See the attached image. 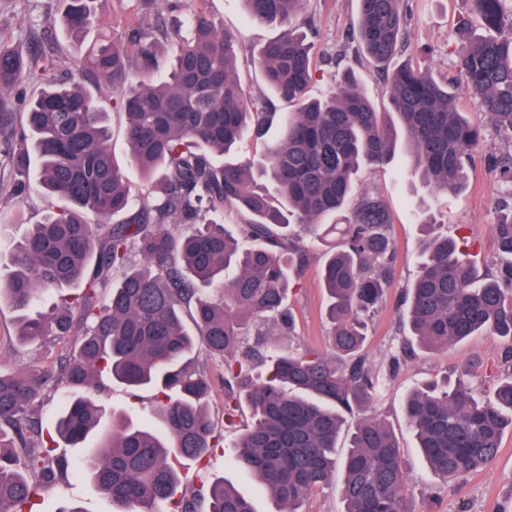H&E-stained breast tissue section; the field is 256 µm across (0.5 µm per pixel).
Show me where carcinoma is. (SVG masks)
I'll return each mask as SVG.
<instances>
[{"mask_svg":"<svg viewBox=\"0 0 512 512\" xmlns=\"http://www.w3.org/2000/svg\"><path fill=\"white\" fill-rule=\"evenodd\" d=\"M57 19L74 37L96 28L98 0H64ZM307 0H243L251 20L288 30L259 50L266 85L297 103L281 121V138L266 149L264 175L280 197L269 200L246 161H219L250 130L262 133L274 113L262 99L245 101L230 33L201 11L190 36L163 24V10L179 0H141L145 18L123 37L105 35L84 57V70L112 81L114 106L126 117L129 167L154 183L152 199L132 196L128 171L112 156L108 112L84 87L83 74L49 72L47 53H23L0 43V162L14 172L11 193L30 181L61 202L30 224L0 261V303L17 313V339L59 343L81 337L57 367L0 369V512H26L46 484L72 474L86 479L112 512H256L250 499L222 479L181 489L168 449L201 461L223 443L207 416L209 379L190 361L196 339L226 359L224 427L248 408L252 422L234 443L231 464L253 474L277 512H305V504L336 472L344 414L363 410L384 377L361 349L365 317L390 287L391 217L382 201L365 197L352 222L330 224L341 243L322 253L321 278L333 322L334 355L307 348L279 350L258 324L271 318L291 334L286 304L311 250L298 233L336 216L351 200L363 164L384 167L398 137L435 193L466 182V162L483 143V129L459 109L458 91L411 63L387 71L389 125L352 75L318 98L306 96L315 52L291 26ZM485 35L471 37V20L457 22L469 41L459 82L476 95L489 122L512 140V0H469ZM355 33L347 41L387 67L407 35L406 0H358ZM162 38L175 41L168 62ZM46 75L26 101L22 79ZM37 166L31 167V156ZM512 192V153L492 159ZM243 223L224 227V210ZM505 263L500 278H485L467 263L455 239L431 234L418 274L404 293L405 324L417 347L448 349L475 335L499 336L512 347V204L493 225ZM59 283L83 285L49 312L31 314L42 293ZM106 303H100L104 291ZM189 311L195 331L187 329ZM131 389L157 391L153 415L161 430L138 425L131 413L106 418L89 393L102 373ZM461 370L454 384L429 381L405 398L408 426L421 456L443 481H463L493 460L512 433V375L478 398ZM63 380L68 398L52 427L36 412L43 390ZM94 446L73 462L51 452L56 439ZM28 449L19 459L13 448ZM341 512H413L400 444L378 419L361 420L342 459Z\"/></svg>","mask_w":512,"mask_h":512,"instance_id":"cac0c4a2","label":"carcinoma"}]
</instances>
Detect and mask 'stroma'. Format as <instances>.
<instances>
[{
  "mask_svg": "<svg viewBox=\"0 0 512 512\" xmlns=\"http://www.w3.org/2000/svg\"><path fill=\"white\" fill-rule=\"evenodd\" d=\"M59 0H0V39L26 50L39 48L42 39L53 43L54 73L80 69L84 47L71 41L60 28H46L45 21L56 14ZM188 10L209 14L216 26L231 31L238 48L239 77L247 98L270 97L257 53L259 46L278 38L281 25H259L248 18L241 0H187ZM409 45L399 52L395 64L411 62L426 69L437 80L454 83L458 62L465 49L456 32V23L468 11V0H409ZM358 24L357 0H310L302 23L308 41L317 51L316 73L309 96L316 97L336 85L344 71H352L362 92L378 111H389L386 86L375 68L361 60L354 46L345 42V34ZM459 104L470 119L484 127V143L467 169L468 179L457 193L434 195L424 186L404 158V140H397L392 163L374 168L361 167L355 179L354 196H373L384 201L392 219L391 236L395 262L391 286L386 297L368 321L363 351L376 372L386 374L390 356L405 339L401 327L402 296L414 280L425 234L421 228L423 212L434 213L441 233L463 240L470 259L480 275L492 274L498 261L493 226L499 220L497 203L504 186L492 176L487 159L512 152V141L489 125L478 97L461 92ZM13 174L8 165L0 166V239L20 238L27 225L38 223L49 208L50 200L39 185H32L21 198L10 189ZM288 300L295 315L293 335L282 337L284 346L294 349L315 348L329 351L331 324L326 315V300L319 277V264L311 262L301 281L291 282ZM16 317L0 304V367L21 369L33 363L53 364L60 344L49 341L37 347H23L15 341ZM505 341L496 336H476L438 353L420 352L401 365L394 377H388L382 392L365 409V416H376L394 430L408 469V494L415 512H512V434H505L498 455L465 482H446L423 463L408 429L403 399L408 391L428 380L456 379L460 366L481 359V371L469 378L474 394L486 396L490 379L505 371L502 355ZM195 359L206 370L211 383L207 408L216 427L224 425L223 359L197 348ZM156 393L149 388L129 389L101 376L94 394L96 404L109 413L132 411L135 420L153 425L152 408ZM233 431L225 430L226 448L217 450L202 462L183 459L170 453L169 463L184 485L199 486L207 478L222 477L243 495L254 500L257 512H270L272 504L259 493L249 473L233 467L229 461V441ZM79 501L85 512H111L109 504L85 480L71 484L46 485L32 512H57L66 500Z\"/></svg>",
  "mask_w": 512,
  "mask_h": 512,
  "instance_id": "1",
  "label": "stroma"
}]
</instances>
